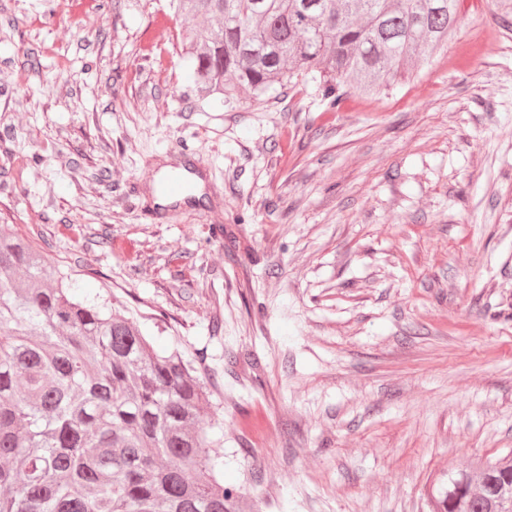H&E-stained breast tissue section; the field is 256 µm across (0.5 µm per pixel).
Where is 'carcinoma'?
<instances>
[{
	"label": "carcinoma",
	"instance_id": "obj_1",
	"mask_svg": "<svg viewBox=\"0 0 512 512\" xmlns=\"http://www.w3.org/2000/svg\"><path fill=\"white\" fill-rule=\"evenodd\" d=\"M203 97L316 83L329 108L448 46L460 0H169ZM0 225V512H229L206 358L158 352ZM433 512H512V460L452 468Z\"/></svg>",
	"mask_w": 512,
	"mask_h": 512
}]
</instances>
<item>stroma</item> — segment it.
Here are the masks:
<instances>
[{
  "label": "stroma",
  "instance_id": "35a3bbf8",
  "mask_svg": "<svg viewBox=\"0 0 512 512\" xmlns=\"http://www.w3.org/2000/svg\"><path fill=\"white\" fill-rule=\"evenodd\" d=\"M169 0H0V224L206 355L235 512H431L512 458V31L325 111L200 98ZM183 147L203 200L156 201Z\"/></svg>",
  "mask_w": 512,
  "mask_h": 512
}]
</instances>
